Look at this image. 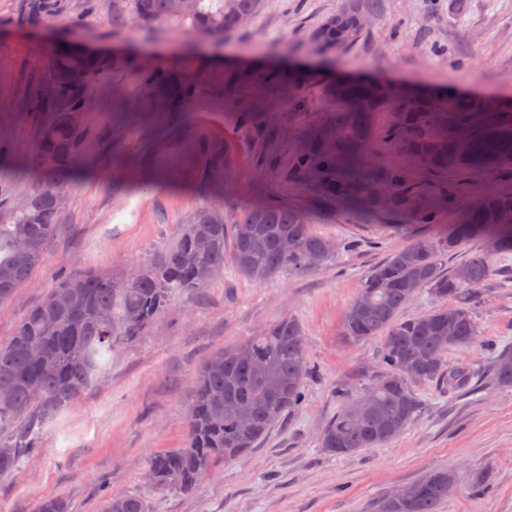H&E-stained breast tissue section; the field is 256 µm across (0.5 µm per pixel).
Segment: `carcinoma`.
<instances>
[{
  "instance_id": "cac0c4a2",
  "label": "carcinoma",
  "mask_w": 512,
  "mask_h": 512,
  "mask_svg": "<svg viewBox=\"0 0 512 512\" xmlns=\"http://www.w3.org/2000/svg\"><path fill=\"white\" fill-rule=\"evenodd\" d=\"M61 8L60 0H28L35 17L53 16ZM262 9L263 0H191L187 12L175 0H112V21L130 11L144 24L175 22L191 33L218 37ZM107 66L103 57L62 48L49 62L47 83L30 93L32 112L49 120L29 162L35 181L6 221H0V304L43 262L69 182L87 165L89 131L83 123L71 122L69 113L87 111V90ZM325 94L336 109L327 127L295 155L300 171L316 160L327 167L353 168L374 143L376 116L390 112L387 141L428 169L512 173V122L460 133L480 111L473 100H403L375 83H338L327 86ZM329 192L354 207L408 214L419 224L434 222L453 205L450 193L427 196L422 187L392 171L364 182L340 180ZM474 238L493 239L497 248L490 251L483 245L457 266L443 268L445 255ZM510 254L512 193L493 191L467 206L442 239L396 249L371 270L345 313L341 334L354 342L381 339V374L360 395L344 397L323 432L324 451L352 455L398 437L419 407L412 382H439L450 394L471 387L473 371L448 365L444 355L479 335L474 299L497 275V260ZM331 255L329 242L298 209L253 205L228 215L206 208L174 245L131 277L90 274L62 281L0 346V477L12 474L22 457L36 452L39 428L95 383L112 359L115 343L143 335L175 295L206 286L202 270L221 272L229 262L242 277L263 281L284 270L311 272ZM460 268L467 273L465 281L456 276ZM422 290L438 304L421 315L401 317ZM309 375L305 333L294 317L212 354L195 375L184 447L158 453L148 462L153 485L189 492L216 460L227 463L247 454L275 422L302 404ZM492 375L497 384L512 386V348L496 352ZM453 483L448 472H434L408 487L407 496L385 499L379 512H439ZM38 512H69V504L59 496L45 498ZM102 512L149 508L138 495L109 492Z\"/></svg>"
}]
</instances>
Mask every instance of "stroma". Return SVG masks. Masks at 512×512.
Masks as SVG:
<instances>
[{
  "label": "stroma",
  "mask_w": 512,
  "mask_h": 512,
  "mask_svg": "<svg viewBox=\"0 0 512 512\" xmlns=\"http://www.w3.org/2000/svg\"><path fill=\"white\" fill-rule=\"evenodd\" d=\"M350 2L264 0L252 21L216 38L129 17L113 23L112 0H62L59 14L37 19L25 0H0V140L8 148L1 208L30 185L19 162L34 152L39 124L27 94L45 82L54 52L77 42L111 62L83 116L98 165L72 183L43 263L0 304L1 345L61 277L124 276L174 244L206 207L293 206L336 245L314 272L255 282L228 265L205 288L176 295L153 329L113 346L96 387L46 424L37 454L0 479V512H37L57 495L71 512H101L108 491L139 495L150 512H377L384 498L439 469L456 478L440 512H512V388L491 376L453 395L435 382L414 385L418 412L382 447L332 456L320 446L341 393L360 392L376 367L379 341L341 334L371 269L392 250L438 239L480 192H512V176L435 174L376 145L359 175L397 170L429 189H452L454 209L419 224L341 206L324 192V169L293 170L302 138L329 123L335 105L323 88L339 78L385 82L402 98H471L483 107L476 131L512 120V0H466L461 8L454 0H370L354 47L316 44L317 27ZM151 69L189 86L190 96L171 105L168 93L146 86ZM273 72L298 73L305 83H268ZM499 268L476 304L479 339L449 349L448 364L488 368L489 338L512 347V255ZM290 316L304 328L311 369L302 405L247 455L215 462L192 492L147 482L148 459L184 445L198 366Z\"/></svg>",
  "instance_id": "35a3bbf8"
}]
</instances>
